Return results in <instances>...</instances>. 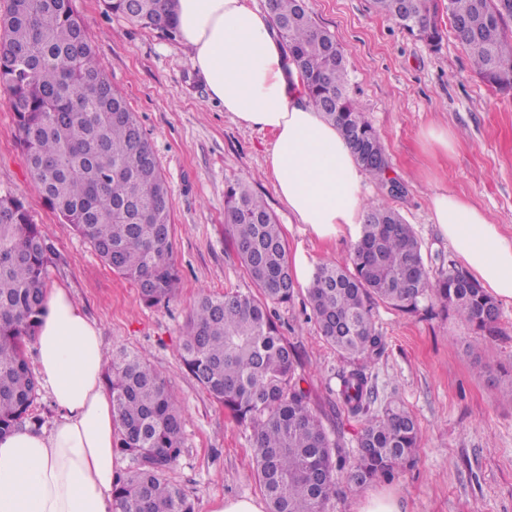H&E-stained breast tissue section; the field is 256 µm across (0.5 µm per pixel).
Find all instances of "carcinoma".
<instances>
[{
  "instance_id": "cac0c4a2",
  "label": "carcinoma",
  "mask_w": 512,
  "mask_h": 512,
  "mask_svg": "<svg viewBox=\"0 0 512 512\" xmlns=\"http://www.w3.org/2000/svg\"><path fill=\"white\" fill-rule=\"evenodd\" d=\"M106 12L180 32L165 3L102 0ZM376 14L437 48L448 17L474 73L512 92V0H372ZM279 38L304 94L334 124L369 176L389 181L384 143L347 88L344 54L306 0H270ZM0 99L15 116L33 186L113 272L132 280L147 306L175 297L172 201L154 151L124 95L101 71L72 0H6L0 12ZM224 219L257 293L204 294L194 303L179 349L187 371L251 431L256 473L269 512H326L343 479L363 490L410 467L420 431L398 401L375 408L370 361L383 348L373 308L381 301L416 313L433 299L485 336L498 332L496 300L449 264L431 280L411 225L388 203L365 205L348 259L313 271L307 301L324 340L350 362L332 410L362 423L357 455L331 438L297 373L298 354L275 320L295 281L280 225L241 181L224 190ZM51 246L16 196L0 197V438L37 427L38 380L25 341L44 310ZM105 382L118 424L117 452L132 466L117 475L120 512H195L168 471L183 452L178 398L140 352L105 353Z\"/></svg>"
}]
</instances>
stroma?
<instances>
[{
	"instance_id": "1",
	"label": "stroma",
	"mask_w": 512,
	"mask_h": 512,
	"mask_svg": "<svg viewBox=\"0 0 512 512\" xmlns=\"http://www.w3.org/2000/svg\"><path fill=\"white\" fill-rule=\"evenodd\" d=\"M307 3L343 49L350 93L386 146L390 177L402 185L390 203L412 225L424 257L457 259L431 221L430 197L439 188L471 198L512 239V94L477 78L453 34L433 50L375 14L370 0ZM72 4L102 71L127 97L166 179L181 277L176 297L144 306L135 285L59 220L31 184L13 114L1 102L0 195L23 198L52 246L48 287L68 289L106 348L144 354L176 393L184 448L168 476L197 512L221 499L265 501L250 431L209 397L177 354L200 294L254 289L224 221V184L238 179L261 195L283 225L289 249L303 248L311 263L345 261L354 240L323 243L288 227L267 163L272 133L240 123L211 99L182 41L106 14L100 0ZM432 124L454 132V152L425 149L421 131ZM306 296L305 286H297L277 315L298 352L311 404L321 411L347 363L321 337ZM375 327L385 350L372 366L373 382L381 397L399 400L413 414L420 445L414 465L392 480L358 493L339 483L326 512H359L366 498L380 494L396 498L400 512H512V402L490 380L512 370V300L500 301V333L476 357L466 350L474 331L438 305L415 314L378 305Z\"/></svg>"
}]
</instances>
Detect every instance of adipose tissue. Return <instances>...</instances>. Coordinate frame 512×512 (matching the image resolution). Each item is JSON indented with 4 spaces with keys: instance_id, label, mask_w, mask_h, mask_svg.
I'll return each mask as SVG.
<instances>
[{
    "instance_id": "obj_1",
    "label": "adipose tissue",
    "mask_w": 512,
    "mask_h": 512,
    "mask_svg": "<svg viewBox=\"0 0 512 512\" xmlns=\"http://www.w3.org/2000/svg\"><path fill=\"white\" fill-rule=\"evenodd\" d=\"M174 14L210 95L240 122L273 133L269 167L295 222L321 241L354 235L367 175L336 126L301 94L270 13L244 0H176ZM430 210L468 272L511 300L512 240L455 192H434ZM34 347L58 416L50 430L26 426L0 438V512H117L118 425L104 385L105 346L66 289L46 290Z\"/></svg>"
}]
</instances>
